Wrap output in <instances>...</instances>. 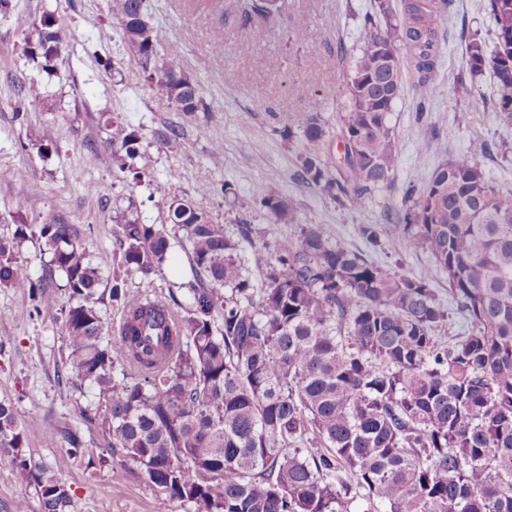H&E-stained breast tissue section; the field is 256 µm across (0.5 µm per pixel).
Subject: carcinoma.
<instances>
[{"mask_svg":"<svg viewBox=\"0 0 512 512\" xmlns=\"http://www.w3.org/2000/svg\"><path fill=\"white\" fill-rule=\"evenodd\" d=\"M239 2L245 24L256 28L288 10ZM448 4L370 0L339 116L340 161L322 160L328 132L317 104L282 131L288 140L301 132L303 180L352 206L390 184L401 52L428 95L441 96L433 73ZM484 10L496 49L474 39L465 62L474 77L491 71L500 115L512 123V0H485ZM54 23L41 18L29 51L45 70L58 55ZM112 23L131 55L150 53L155 71L186 76L179 55H159L144 0H112ZM152 82L180 111H198L196 82ZM140 142L138 130L112 122V161L134 180ZM260 204L279 220L293 217L292 202L279 195ZM185 205L183 218L170 210L169 227L120 225V264L145 275L164 269L171 235L182 234L194 279L184 314L174 293L132 295L118 274L102 290L73 224H19L13 238H0V286L45 308L56 305L55 288L68 293L67 366L105 403L111 453L196 512H349L356 498L363 512H512V191L460 155L426 176L405 215V248L430 254L448 275V294L467 321L448 338L436 335L449 309L429 277L371 263L310 225L276 257L252 247L258 288L241 258L251 225L234 238ZM30 234L50 255L37 280L17 266L16 248ZM106 296L122 304L123 318L104 345ZM0 450L34 487L41 512H71L65 480L28 451L25 426L5 398Z\"/></svg>","mask_w":512,"mask_h":512,"instance_id":"obj_1","label":"carcinoma"}]
</instances>
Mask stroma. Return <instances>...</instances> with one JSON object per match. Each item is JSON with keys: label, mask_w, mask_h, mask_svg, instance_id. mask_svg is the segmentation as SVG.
Listing matches in <instances>:
<instances>
[{"label": "stroma", "mask_w": 512, "mask_h": 512, "mask_svg": "<svg viewBox=\"0 0 512 512\" xmlns=\"http://www.w3.org/2000/svg\"><path fill=\"white\" fill-rule=\"evenodd\" d=\"M283 18L265 28L243 25L237 0H145L147 19L159 53L177 51L201 89L199 112L188 115L162 98L137 58L111 27V0H0V238L17 225L46 221L77 225L92 263L104 280L120 274L130 293L176 289L182 303L193 275L189 247L172 239L171 260L150 276L120 265L118 230L139 220L164 224L173 199H190L212 223L237 236L251 225L252 242L280 254L301 228L321 224L334 242L363 253L408 277L427 275L440 300L448 279L426 253L407 251L404 219L408 189H421L425 176L441 163L469 152L501 190L512 191V124L497 112L490 74L471 77L464 53L471 40L494 49L496 37L486 19L484 0H453L438 23L440 58L435 79L441 97L418 88L404 67V93L391 115L397 164L388 186L365 194L358 207L343 206L301 177L299 141L282 138L305 106L296 85H305L321 105L329 130L339 125L346 97L345 61L340 48L355 51L358 26L370 0H290ZM52 15L61 38L52 71L26 55L28 40L43 15ZM40 98L27 95L30 83ZM483 96L485 107L471 100ZM121 120L141 136L143 169L132 181L112 162L106 127ZM177 129L166 143L163 133ZM488 152H477L479 143ZM207 173L211 190L197 192ZM243 197L274 193L294 205L292 221L277 220L265 208L240 212L225 198V185ZM375 225L378 244L362 233ZM35 308L27 293L0 287V399L15 406L26 423L34 456L59 470L74 512H195L193 504L170 500L137 474L112 480L116 456L107 454L108 437L85 409L98 398L89 384L71 380L64 306ZM76 433L80 456L68 454L66 437ZM0 512H40L33 487L0 455Z\"/></svg>", "instance_id": "35a3bbf8"}]
</instances>
